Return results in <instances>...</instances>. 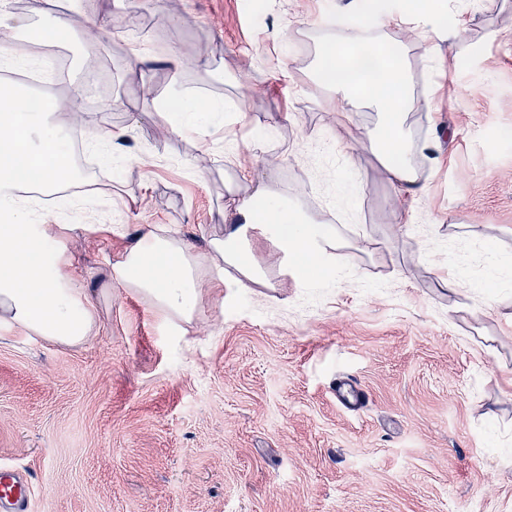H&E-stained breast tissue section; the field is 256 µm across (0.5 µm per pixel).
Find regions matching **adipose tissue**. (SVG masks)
Wrapping results in <instances>:
<instances>
[{"instance_id": "ef3b65f1", "label": "adipose tissue", "mask_w": 512, "mask_h": 512, "mask_svg": "<svg viewBox=\"0 0 512 512\" xmlns=\"http://www.w3.org/2000/svg\"><path fill=\"white\" fill-rule=\"evenodd\" d=\"M41 2L32 0L24 13L1 11L0 28L67 45L72 41V15L84 16L88 25L99 30L107 24L105 18L86 13L84 0H71V16L50 20ZM366 28L363 20H354L340 34V54H320L315 68L344 69L345 81L326 85L328 95L339 98L343 108L377 109L380 131L369 134L370 149L395 195H413L419 184L406 127L414 97L405 50L387 45L380 37L366 36ZM358 46L378 59L377 71L358 66L352 53ZM33 96L26 85H0V324L57 344L79 345L93 332V306L85 289L77 287L69 275L66 262L49 253L46 227L34 223L32 199L20 180L21 172L27 171L42 193L62 192L64 177L75 174L72 151L56 120L61 109L58 100L46 99L35 106ZM159 108L177 113L184 132L196 131L202 118L214 125L223 122L222 102L186 98L175 86ZM259 236L272 246L281 273L311 283L316 273H328L336 265L340 236L335 225L312 220L298 204L260 183L246 194L239 186H228L224 230L206 239L204 246L172 237L161 228L143 227L137 243L113 265L114 279L151 298L171 319L188 322L206 285L205 275L220 276L234 269L237 276L232 284L237 288L266 281L267 273L252 252V242ZM302 252L316 260V271L299 265Z\"/></svg>"}]
</instances>
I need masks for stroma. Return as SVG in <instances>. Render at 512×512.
I'll use <instances>...</instances> for the list:
<instances>
[{"label":"stroma","instance_id":"35a3bbf8","mask_svg":"<svg viewBox=\"0 0 512 512\" xmlns=\"http://www.w3.org/2000/svg\"><path fill=\"white\" fill-rule=\"evenodd\" d=\"M84 7L114 13L106 49L75 18L45 82L77 102L82 137L125 130V153L100 152L78 203L43 210L94 335L64 346L0 327V464L32 472L34 512H512V288L489 279L492 257L512 261V0L430 14L406 0ZM355 15L406 47L413 196L395 198L358 141L376 111L339 113L312 72L321 39ZM159 46L212 69L134 55ZM174 84L222 100V129L174 132L156 109ZM231 178L335 225L344 257L306 285L256 240L268 284L206 289L173 330L112 263L147 224L199 245L221 233ZM344 377L364 408L337 400Z\"/></svg>","mask_w":512,"mask_h":512}]
</instances>
